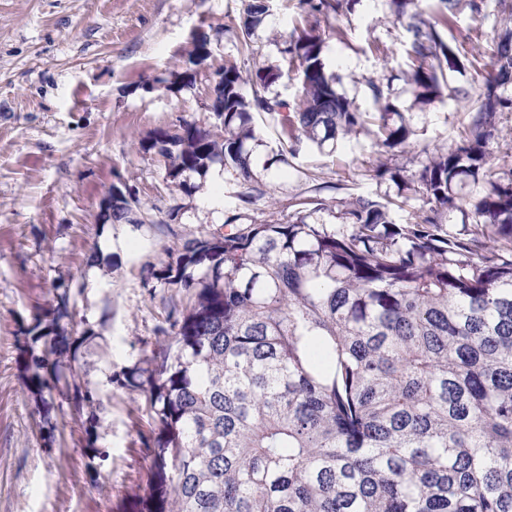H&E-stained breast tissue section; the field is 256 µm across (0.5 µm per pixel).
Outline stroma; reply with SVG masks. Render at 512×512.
<instances>
[{
  "label": "stroma",
  "instance_id": "1",
  "mask_svg": "<svg viewBox=\"0 0 512 512\" xmlns=\"http://www.w3.org/2000/svg\"><path fill=\"white\" fill-rule=\"evenodd\" d=\"M297 7L298 0H276L247 53L231 32L243 0H0V512H118L141 493L152 462L140 439L147 405L110 379L156 346L170 291L144 279L164 260L165 247L219 230L234 212L246 223L284 222L310 197H396L394 182L374 176L371 127L333 148L304 147L283 165L274 156L286 129L272 116L255 118L251 167L267 194L247 207L231 173L222 172V189L205 182L187 195L166 181L161 156L142 153L141 143L182 123L213 128L204 101L225 60L246 70L283 65ZM485 13L479 22L458 17L448 36L468 65L449 74V93L425 105L402 79L407 32L388 0H361L347 18L320 22L325 63L341 94L377 111L366 82L390 77L413 130L391 155L405 174L455 143L493 69L490 44L505 16L498 0H487ZM200 26L211 35L210 57L189 85L182 78L186 52ZM372 40L381 53L368 49ZM460 86L469 97L453 95ZM121 179L138 191L139 227L104 216ZM59 288L70 289L79 327L98 333L78 362L100 399L99 443L110 450L95 473L86 467L81 413L55 400L64 429L46 444L15 364L20 327Z\"/></svg>",
  "mask_w": 512,
  "mask_h": 512
}]
</instances>
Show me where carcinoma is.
<instances>
[{"mask_svg": "<svg viewBox=\"0 0 512 512\" xmlns=\"http://www.w3.org/2000/svg\"><path fill=\"white\" fill-rule=\"evenodd\" d=\"M362 0H298L284 59L299 82L290 105L269 88L279 67L243 77L226 61L213 82L224 133L185 123L161 131L142 151L166 159V177L189 194L184 178L219 161L245 187L250 205L267 194L251 168L253 114L278 115L291 146L322 147L376 127L378 178L400 186L399 199L349 194L330 207L297 203L286 222L246 224L233 213L217 230L164 248L145 285L174 289L163 338L147 367L120 385L141 392L152 426L141 434L153 456L143 492L120 512H512V172L490 166L498 112L512 111V29L500 33L495 68L467 113L459 140L407 177L387 161L413 134L390 98V82H367L377 112L336 92L326 70L316 15L339 19ZM409 19L402 71L415 101L442 93L447 72L466 57L448 40L456 15L485 17L484 0H437V19L416 20L417 0H390ZM271 9L248 0L235 31L250 47ZM209 36L191 33L187 62L208 54ZM250 84L251 95L243 93ZM481 193L462 210L458 188ZM112 222L138 224L140 198L121 180L112 187ZM419 201L397 224L391 207ZM332 211L341 224L309 221ZM73 319L70 289L24 327L18 365L42 429L53 396L92 410L96 391L75 364L98 338ZM99 422L84 424L89 469L107 456Z\"/></svg>", "mask_w": 512, "mask_h": 512, "instance_id": "1", "label": "carcinoma"}]
</instances>
